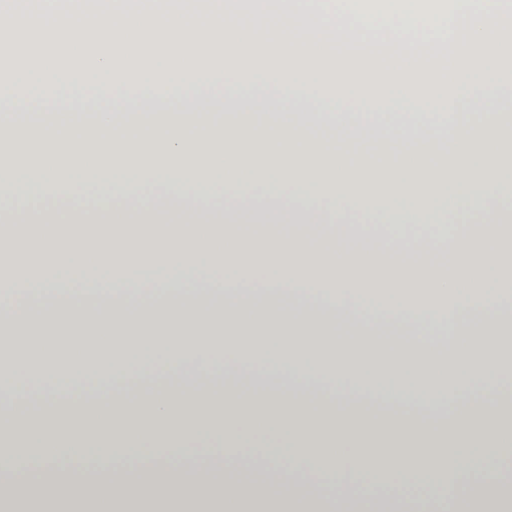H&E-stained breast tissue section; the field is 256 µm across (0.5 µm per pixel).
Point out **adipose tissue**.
<instances>
[{
    "mask_svg": "<svg viewBox=\"0 0 512 512\" xmlns=\"http://www.w3.org/2000/svg\"><path fill=\"white\" fill-rule=\"evenodd\" d=\"M0 69V148L50 142L36 180L51 203L13 195L0 165V197L12 224L0 243L18 258L0 275V327L62 324L80 354L27 337L0 357L13 398L0 429L38 417L53 451L16 444L0 504L37 495L83 512L151 501L159 512H399L394 482L426 488L424 504L448 512H512V487L468 489L473 461L506 463L512 450V371L500 359L512 334V281L500 276L512 240L497 147L512 146L501 111L512 78L391 76L374 94L367 75L170 68H55L30 83ZM266 142L272 169L243 177L250 134ZM482 156L473 165L474 156ZM94 158L107 177L75 204V161ZM140 175L115 180L113 167ZM222 201L210 203L214 182ZM151 185L149 210L125 199ZM443 211L459 234L424 253L379 242L355 225L418 224ZM407 195L395 211L381 195ZM253 228L260 239L233 253L208 237ZM357 335L340 339L338 322ZM271 387L261 400L177 389L173 375ZM147 379L145 411L160 427L148 446L122 435L131 421L124 386ZM208 411L238 445L241 424L287 433L288 456L262 467L194 462L193 413ZM326 470L316 485L276 490L283 463ZM372 477L360 493L356 476ZM181 496L168 489L177 479Z\"/></svg>",
    "mask_w": 512,
    "mask_h": 512,
    "instance_id": "1",
    "label": "adipose tissue"
}]
</instances>
